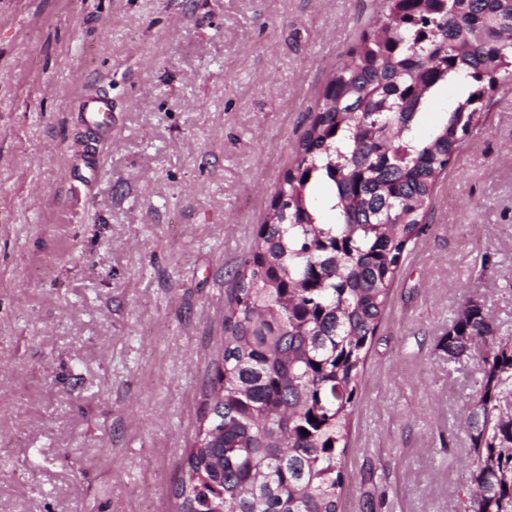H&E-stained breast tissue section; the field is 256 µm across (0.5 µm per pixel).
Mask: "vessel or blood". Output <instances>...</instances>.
Instances as JSON below:
<instances>
[{
    "instance_id": "b4317fda",
    "label": "vessel or blood",
    "mask_w": 512,
    "mask_h": 512,
    "mask_svg": "<svg viewBox=\"0 0 512 512\" xmlns=\"http://www.w3.org/2000/svg\"><path fill=\"white\" fill-rule=\"evenodd\" d=\"M77 124L85 143L73 151L68 162V179L83 186L98 177L100 158L95 150L98 142L112 135V99L109 94L92 91L82 95L77 103Z\"/></svg>"
}]
</instances>
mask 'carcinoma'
<instances>
[{"instance_id": "cac0c4a2", "label": "carcinoma", "mask_w": 512, "mask_h": 512, "mask_svg": "<svg viewBox=\"0 0 512 512\" xmlns=\"http://www.w3.org/2000/svg\"><path fill=\"white\" fill-rule=\"evenodd\" d=\"M451 84L458 99L419 135ZM511 85L512 0H383L237 273L213 417L175 488L182 512H339L351 416L404 253L483 100ZM318 187L334 223L321 221ZM477 341L484 377L466 418L475 485L458 508L512 512V349L469 300L443 348L459 358Z\"/></svg>"}]
</instances>
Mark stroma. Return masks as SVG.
Wrapping results in <instances>:
<instances>
[{"instance_id":"stroma-1","label":"stroma","mask_w":512,"mask_h":512,"mask_svg":"<svg viewBox=\"0 0 512 512\" xmlns=\"http://www.w3.org/2000/svg\"><path fill=\"white\" fill-rule=\"evenodd\" d=\"M380 0H0V512H180L235 273ZM114 104L93 189L71 106ZM512 344V89L454 153L369 351L340 512H448Z\"/></svg>"}]
</instances>
